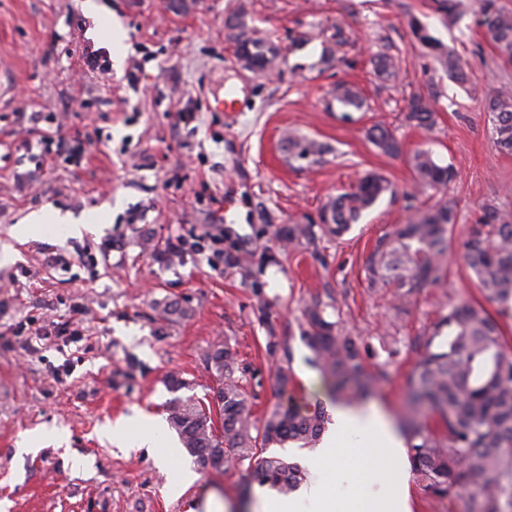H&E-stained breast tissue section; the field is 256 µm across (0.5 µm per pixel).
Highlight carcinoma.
Segmentation results:
<instances>
[{
	"instance_id": "carcinoma-1",
	"label": "carcinoma",
	"mask_w": 512,
	"mask_h": 512,
	"mask_svg": "<svg viewBox=\"0 0 512 512\" xmlns=\"http://www.w3.org/2000/svg\"><path fill=\"white\" fill-rule=\"evenodd\" d=\"M434 11L448 27L469 11L489 34L501 59L512 63V12L499 7L498 0H433ZM408 27L415 42L459 84L470 80L461 58L434 37L428 26L411 16ZM227 40L244 48L254 70L264 73L274 67L280 48L268 37L236 15L226 22ZM377 75L385 80L396 76L394 59L382 54L375 62ZM334 99L346 110H359L363 99L351 85L336 88ZM492 123L493 143L506 155L512 154V90L503 87L485 95ZM405 119L420 127L434 123L429 100L413 96L407 102ZM372 143L385 155L398 158L402 146L386 127L377 124L369 132ZM281 149L288 157L318 164L331 148L317 140L287 133ZM413 181L438 192L448 186L456 172L438 163L431 151L420 149L409 158ZM386 193L391 182L370 172L359 177L349 190L329 199L321 210L323 234L340 237L362 214ZM457 203L442 200L419 208L403 224L379 238L366 260L370 287L390 290L405 305L443 281V260L448 252V233L457 223ZM284 241L299 246L313 236L311 224H289L281 230ZM464 257L476 276L484 300L512 310V214L494 205L482 207L477 224L463 242ZM301 336L311 351L310 363L329 385L331 399L361 403L369 398L385 371H370L357 337L341 321L326 317V306L318 299L303 310ZM451 339H442L443 330ZM423 352L409 376V413L400 420L408 438V454L418 481L428 493L452 499L468 493L478 512L512 509V349L501 342L500 326L481 305L453 306L423 337ZM217 379L212 403L194 396H176L166 407L167 420L187 453L217 473L230 467H245L246 487L268 485L287 495L304 480L295 463L266 452L289 442L313 447L325 429L324 408L318 404L300 407L278 405L262 420L253 418L242 378L237 376L236 354L227 345L214 346L207 356ZM274 378L286 392L297 385L291 355L275 361ZM436 423L430 425L428 416ZM219 421H214V418Z\"/></svg>"
}]
</instances>
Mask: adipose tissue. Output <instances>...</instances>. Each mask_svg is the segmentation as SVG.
<instances>
[{"mask_svg": "<svg viewBox=\"0 0 512 512\" xmlns=\"http://www.w3.org/2000/svg\"><path fill=\"white\" fill-rule=\"evenodd\" d=\"M103 433L124 437L139 448L153 449L157 463L170 471L169 496H180L198 479L194 472L175 465V452L165 445L155 421L135 415L105 426ZM403 446L396 429L378 411L337 407L334 428L312 460L309 483L298 496L289 498L266 487L257 488L258 512H411ZM344 448L351 449L353 458L369 457L383 465L385 479L377 482L357 473L349 495L339 500L332 496L322 472Z\"/></svg>", "mask_w": 512, "mask_h": 512, "instance_id": "1", "label": "adipose tissue"}]
</instances>
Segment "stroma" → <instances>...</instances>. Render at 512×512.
<instances>
[{
    "label": "stroma",
    "instance_id": "35a3bbf8",
    "mask_svg": "<svg viewBox=\"0 0 512 512\" xmlns=\"http://www.w3.org/2000/svg\"><path fill=\"white\" fill-rule=\"evenodd\" d=\"M241 13L279 45L275 76L236 58L225 23ZM412 15L467 61L470 83L413 41ZM115 21L123 57L110 73L88 69V51H109ZM328 44L336 59L326 67ZM381 53L394 57L395 78L375 75ZM343 82L360 92L361 110L333 103ZM504 85L512 65L475 15L448 28L429 0H0V512H192L211 492L244 504L240 471L197 462L198 482L170 497L150 450L102 430L143 414L178 445L166 425L169 378L210 401L207 355L224 343L238 354L254 417L288 401L333 413L301 338L316 297L358 336L367 368L387 373L360 410L399 422L419 337L452 305L482 299L462 257L481 206L512 212V155L494 147L484 103ZM230 86L240 99L227 112ZM415 94L433 101L432 129L404 120ZM34 112L43 122L31 123ZM377 123L402 157L369 141ZM288 130L331 154L313 166L288 158ZM419 149L457 171L443 193L413 188L408 157ZM367 171L386 176L393 194L341 238L281 247L277 227L317 223L328 197ZM441 197L458 204L444 280L399 311L391 292L370 289L365 261L392 225ZM35 211L96 221L78 236L51 224L19 238ZM227 251L239 265H225ZM171 301L186 317L160 316ZM271 329L298 380L285 393L266 350ZM31 438L37 451L21 452Z\"/></svg>",
    "mask_w": 512,
    "mask_h": 512
}]
</instances>
